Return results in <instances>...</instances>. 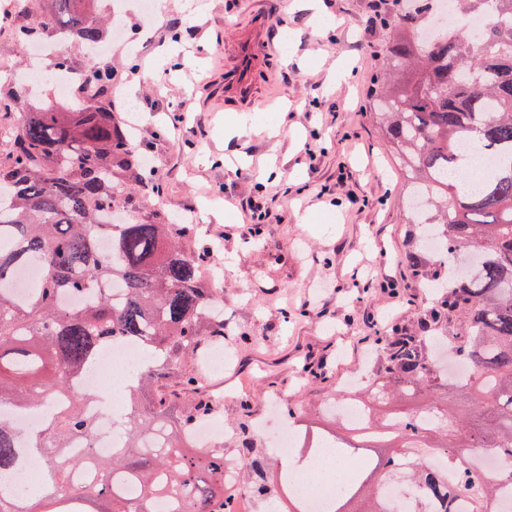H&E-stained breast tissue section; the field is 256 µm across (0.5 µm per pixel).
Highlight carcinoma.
<instances>
[{
	"label": "carcinoma",
	"mask_w": 512,
	"mask_h": 512,
	"mask_svg": "<svg viewBox=\"0 0 512 512\" xmlns=\"http://www.w3.org/2000/svg\"><path fill=\"white\" fill-rule=\"evenodd\" d=\"M78 0H51L37 14L33 34L64 33L67 43L94 44L103 30L93 16L76 12ZM436 0L392 7L383 24L390 33L387 73L372 89L374 114L408 181L404 195L417 250L409 262L434 299L411 325L377 337L372 383L355 390L366 409L365 433L336 418L347 436L335 444L375 449L366 469L335 498L330 512H399L385 496L397 483L411 512H448V501L471 493L470 512H512L501 489L512 486V0H458L465 14L486 22L479 32L425 37ZM75 111L45 102L13 128L0 159V407L28 410L52 397L67 404L40 429L19 434L0 415V473L20 466L40 473L36 495L0 497V512H234L224 494V455L186 442L198 421L213 411L212 399L193 365L205 340H224V319L210 310L219 289L203 281L209 248L191 251L182 228L165 213L125 224L110 222L123 196L117 179L144 164L130 131L112 122L102 99L73 89ZM467 246L480 253L460 270L448 259ZM37 264L38 288L25 300L3 291L23 267ZM89 295L78 308L63 295ZM121 340L146 353L128 374L129 408L121 427L123 447L110 458L70 454V443L92 434L83 411L85 395L74 383L98 352ZM444 347L472 370L464 383L440 367ZM309 383H328L322 365L306 363ZM166 376L199 394L176 410L175 401L146 386ZM411 403L380 413L373 402L389 395ZM239 451L262 471L246 472L282 512H304L284 500L276 481L277 453L256 452L242 423ZM490 454L499 469L479 467ZM441 458L446 468L434 465ZM88 466L95 481L73 471Z\"/></svg>",
	"instance_id": "cac0c4a2"
}]
</instances>
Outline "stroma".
Listing matches in <instances>:
<instances>
[{
    "mask_svg": "<svg viewBox=\"0 0 512 512\" xmlns=\"http://www.w3.org/2000/svg\"><path fill=\"white\" fill-rule=\"evenodd\" d=\"M160 0L146 15L123 0L129 33L145 30L134 53L102 44L112 68L109 110L120 125L137 122L146 164L163 210L201 212L188 241L222 247L224 325L236 332L234 365L216 388H245L244 399L217 405L221 440L234 448V429L264 419L258 445L268 448L301 404L314 435L334 431L321 412L322 384L305 386L298 370L327 359L332 376L355 375L376 338L416 319L430 304L406 259L414 224L403 203L405 175L370 116L369 92L385 65L386 30L370 24L375 0H321L336 29L313 30L308 0ZM261 10L273 38L294 34L291 52L265 61L271 103L259 119L282 113L278 132L225 135L224 69L238 31ZM194 137H186V128ZM262 203L267 217L258 240L245 239V209ZM307 223H300V216Z\"/></svg>",
    "mask_w": 512,
    "mask_h": 512,
    "instance_id": "35a3bbf8",
    "label": "stroma"
}]
</instances>
